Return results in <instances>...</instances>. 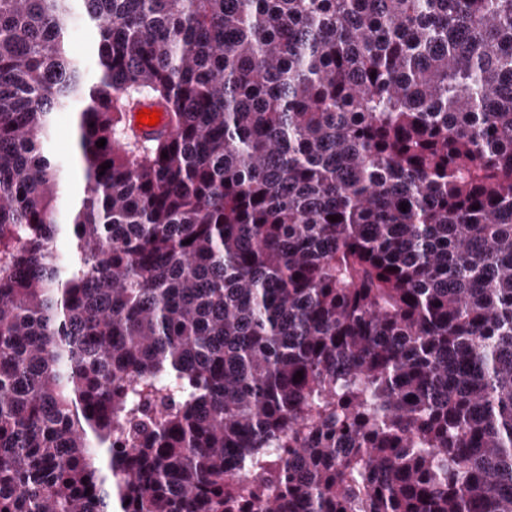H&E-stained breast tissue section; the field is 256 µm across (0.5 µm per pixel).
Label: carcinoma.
<instances>
[{
	"label": "carcinoma",
	"instance_id": "carcinoma-1",
	"mask_svg": "<svg viewBox=\"0 0 512 512\" xmlns=\"http://www.w3.org/2000/svg\"><path fill=\"white\" fill-rule=\"evenodd\" d=\"M0 512H512V0H0ZM74 29L75 33L69 43V50L76 56L91 60L93 58L92 39L84 31V24L81 20L77 22ZM74 116L71 112H59L55 118L54 131L47 141L48 150L64 165V180L58 201L59 208L65 210L73 197L80 195L83 187L81 172L75 163H70L74 151L71 136Z\"/></svg>",
	"mask_w": 512,
	"mask_h": 512
}]
</instances>
